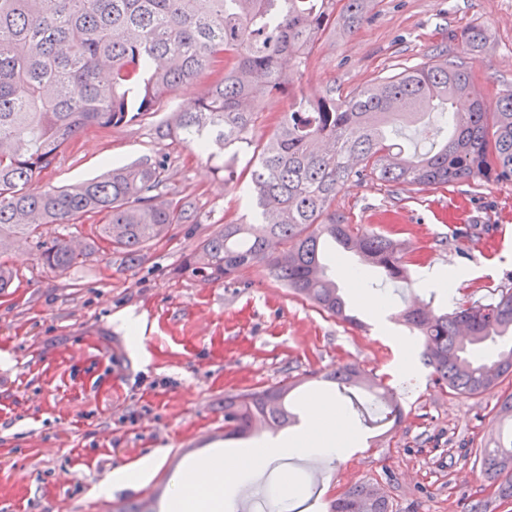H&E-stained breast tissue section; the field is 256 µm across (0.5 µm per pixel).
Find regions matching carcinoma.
Here are the masks:
<instances>
[{
    "mask_svg": "<svg viewBox=\"0 0 512 512\" xmlns=\"http://www.w3.org/2000/svg\"><path fill=\"white\" fill-rule=\"evenodd\" d=\"M374 0H0V255L17 241L35 245L42 265L65 273L96 252L117 254L129 270L175 224L198 223L194 202L162 192L164 161L145 158L77 186L35 187L39 177L85 131L141 121L163 98L205 75L197 103L156 126L213 160L250 143L262 100L291 95L306 59L324 36L351 34L369 19ZM471 100L453 111L458 98ZM425 114L447 137L424 153L396 147L388 133ZM248 191L257 223L226 222L200 241L184 269L224 281L265 265L274 279L319 311L354 326L349 306L324 262V242L359 256L386 278H407L397 243L354 232L336 214V194L367 177L404 191L480 179L512 184V87L492 101L475 89L470 68L446 57L407 67L340 99L330 87L302 95L256 145ZM93 221L80 247L43 226ZM422 339L434 383L479 396L512 375V288L488 303L429 305L401 313ZM339 390H366L386 417L401 414L395 390L354 366L327 376ZM292 384L224 396V436L259 424L297 423ZM497 436L480 449V472L494 494L471 512H495L512 498V394L497 403ZM329 512H391L389 496L359 483Z\"/></svg>",
    "mask_w": 512,
    "mask_h": 512,
    "instance_id": "carcinoma-1",
    "label": "carcinoma"
}]
</instances>
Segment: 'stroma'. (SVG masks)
<instances>
[{"label": "stroma", "mask_w": 512, "mask_h": 512, "mask_svg": "<svg viewBox=\"0 0 512 512\" xmlns=\"http://www.w3.org/2000/svg\"><path fill=\"white\" fill-rule=\"evenodd\" d=\"M472 25L486 33L476 52L462 39ZM439 52L470 65L480 92L512 87V0H376L355 33L316 44L298 91L331 86L343 97ZM206 85L182 86L140 122L84 132L39 182L67 188L112 165L158 158L169 190L192 198L200 221L173 226L132 270L119 256L99 253L54 274L34 245L7 254L17 278L0 294V357L10 360L0 368V512H163L175 475L201 456H248L301 437L311 396L345 405L324 379L345 365L392 387L400 419L373 429L352 425L341 455L325 461L315 483L301 458L270 459L266 470L277 488L293 482L315 492L293 498L294 512H328L330 501L363 481L385 488L393 512H469L482 482L475 451L497 427L493 407L512 393V376L475 397L439 388L398 313L408 300H429L423 273L430 267L458 276L454 296L462 300L487 302L512 287V185L470 180L395 192L370 178L349 182L336 197L337 214L392 238L412 259L408 281L397 285L337 253L334 273L349 268L361 279L339 283L356 326L293 295L262 265L209 282L185 271L184 259L224 222L253 220L242 175L255 149L226 152L227 174L207 155L155 134ZM372 293L387 297L384 314L372 310ZM122 312L141 317L139 333L121 325ZM285 382L295 385L297 424L225 438V395ZM159 448L167 459L147 485L95 495L111 472Z\"/></svg>", "instance_id": "1"}]
</instances>
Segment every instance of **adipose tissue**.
Returning a JSON list of instances; mask_svg holds the SVG:
<instances>
[{
	"label": "adipose tissue",
	"instance_id": "adipose-tissue-1",
	"mask_svg": "<svg viewBox=\"0 0 512 512\" xmlns=\"http://www.w3.org/2000/svg\"><path fill=\"white\" fill-rule=\"evenodd\" d=\"M311 423L308 431L296 442L281 448L256 450L253 459L239 456L210 455L189 472L177 475L172 482L168 512H234L235 503L228 499L229 486L252 479L259 472L258 459L274 455L331 457L338 453L340 439L349 426L335 402L312 398L308 404Z\"/></svg>",
	"mask_w": 512,
	"mask_h": 512
}]
</instances>
